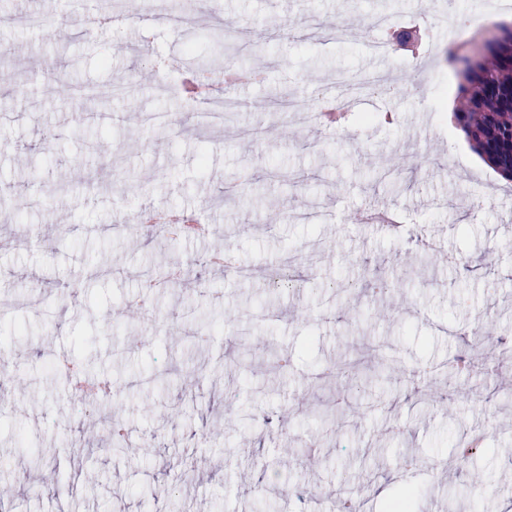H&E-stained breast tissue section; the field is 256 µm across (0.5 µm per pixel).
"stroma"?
Returning a JSON list of instances; mask_svg holds the SVG:
<instances>
[{"mask_svg": "<svg viewBox=\"0 0 512 512\" xmlns=\"http://www.w3.org/2000/svg\"><path fill=\"white\" fill-rule=\"evenodd\" d=\"M490 7L195 0L186 30L112 26L89 42L56 0L71 31L59 44L34 24L43 0H0V15L31 20L0 49V187L16 212L0 222V324L26 330L0 409V512H286L291 489L334 501L380 482L364 512H389L408 485L413 512H446L452 495L464 512H512V182L454 141L458 77L438 55L449 26L491 27ZM34 56L74 95L51 99ZM219 58L266 73L236 88L230 120L200 124L185 80ZM370 74L396 81L360 90L341 122H300L301 106L337 95L336 78ZM132 101L168 124L128 119ZM377 203L438 239L427 274L418 246L350 222ZM150 206L201 212L211 231L112 232ZM227 244L240 276L199 266ZM175 262L180 286L149 296L158 322L125 314L141 272ZM462 324L502 347L479 357L476 383L431 379L464 350ZM61 348L111 378L112 408L92 415L65 396ZM383 356L391 366L363 392L332 369ZM327 407L338 434L306 453ZM105 413L132 454L110 452ZM480 427L482 445L461 455ZM410 453L407 485L395 472Z\"/></svg>", "mask_w": 512, "mask_h": 512, "instance_id": "obj_1", "label": "stroma"}]
</instances>
